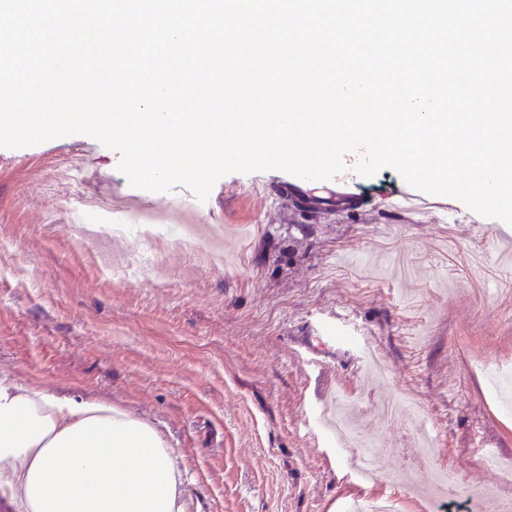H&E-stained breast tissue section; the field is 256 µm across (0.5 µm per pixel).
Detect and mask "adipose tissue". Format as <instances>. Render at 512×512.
Listing matches in <instances>:
<instances>
[{"label":"adipose tissue","mask_w":512,"mask_h":512,"mask_svg":"<svg viewBox=\"0 0 512 512\" xmlns=\"http://www.w3.org/2000/svg\"><path fill=\"white\" fill-rule=\"evenodd\" d=\"M184 482L148 421L0 374V499L14 512H190Z\"/></svg>","instance_id":"adipose-tissue-1"}]
</instances>
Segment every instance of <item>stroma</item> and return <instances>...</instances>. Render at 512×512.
Wrapping results in <instances>:
<instances>
[{"label": "stroma", "mask_w": 512, "mask_h": 512, "mask_svg": "<svg viewBox=\"0 0 512 512\" xmlns=\"http://www.w3.org/2000/svg\"><path fill=\"white\" fill-rule=\"evenodd\" d=\"M119 161L86 135L0 148L1 373L151 422L191 512H476L424 491L438 466L512 495V406L481 369L512 361L496 223L409 204L390 169L235 172L202 202L133 188ZM333 396L379 421L378 475L329 454Z\"/></svg>", "instance_id": "obj_1"}]
</instances>
